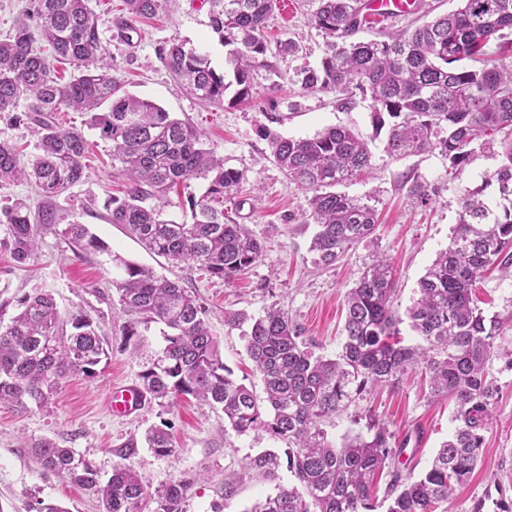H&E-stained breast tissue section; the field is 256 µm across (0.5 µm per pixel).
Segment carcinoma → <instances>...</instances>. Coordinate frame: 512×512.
<instances>
[{
    "mask_svg": "<svg viewBox=\"0 0 512 512\" xmlns=\"http://www.w3.org/2000/svg\"><path fill=\"white\" fill-rule=\"evenodd\" d=\"M93 2L35 0L33 11L0 38V114L24 106L37 149L22 166L17 145L0 140V182H32L43 197L35 209L23 200L0 207V247L20 266L37 256L47 233L75 249L106 253L123 271L112 287L120 311L130 317L126 336L134 339L133 348L141 345L137 326L162 325V343L139 372L142 397L162 406L172 396L190 395L223 411L224 423L236 433L263 429L288 444L283 456L266 449L248 458L246 469L260 478L276 482L285 469L293 481L277 486L250 512H375L372 492L386 470V512H436L481 461L491 410L502 397L492 361L512 370V348L498 343L512 328V314H489L472 298L484 271L512 268V54L500 42L504 31H512V0H459L454 11L366 41L353 39L373 27L362 0H318L311 23L325 35L327 53L319 67L303 72L304 89L334 92L344 109L358 94L369 98L373 128L386 131L385 147L394 156L437 150L459 169L473 159L472 144L490 150L498 143L503 160L483 187L467 194L448 246L419 278L417 298L404 314L394 307L392 267L382 257L348 289L334 356L316 353L276 305L258 317L224 311L225 325L247 326L243 338L265 387L264 404L224 365L206 310L192 290L112 252L85 224L60 225L55 201L83 182L84 160L94 146L81 131L56 122L66 107L86 114L98 138L112 142V169L125 184L122 194L104 203L108 223L123 226L159 256L196 263L225 281L264 252L263 241L246 225L224 215V201L236 197L243 173L224 167L190 122L123 91ZM122 2L127 42L129 33H139L135 22L164 8V0ZM206 3L211 28L228 47L224 71H216L207 55L178 44L159 48L158 58L204 104H224L233 85L235 97L244 100L253 72L273 71L264 29L278 0ZM463 60L482 67L462 68ZM60 65L73 69L69 78L59 76ZM265 139L277 165L310 193L313 264L336 265L377 223L373 206L336 191L371 168L369 143L336 126L298 139L268 131ZM192 179L206 180L208 187L190 200V220L162 218L168 194ZM492 185L496 197H482ZM403 323L415 343L402 344ZM108 356V343L90 318L81 312L61 315L49 292L27 294L10 321L0 323V403L43 409L61 381L94 377ZM412 372L428 378L432 397L454 402L455 428L430 465L409 479L396 465L402 446L392 443L385 426L372 422L368 436H347L339 445L325 426L374 388H399ZM144 442L159 458L175 453L163 428L149 430ZM25 447L44 471L95 496L101 512H143L150 503L151 512H186L195 484L183 478L151 494L132 469L116 464L104 480L91 460L51 438L32 439Z\"/></svg>",
    "mask_w": 512,
    "mask_h": 512,
    "instance_id": "obj_1",
    "label": "carcinoma"
}]
</instances>
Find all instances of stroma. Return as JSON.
<instances>
[{
	"label": "stroma",
	"instance_id": "1",
	"mask_svg": "<svg viewBox=\"0 0 512 512\" xmlns=\"http://www.w3.org/2000/svg\"><path fill=\"white\" fill-rule=\"evenodd\" d=\"M315 0H281L265 32L274 71L257 70L248 98L225 96L223 105H205L172 80L158 58L161 46L177 43L207 53L212 66L223 70L225 48L213 33L207 5L201 0H167L151 19L139 21V37L124 42L117 26L122 0H98L100 37L130 94L148 98L204 134L226 167L239 170L244 179L237 197L224 207L238 223L247 225L266 242L264 255L242 275L227 282L211 276L192 262L173 263L146 250L120 226L106 223L103 204L112 190V145L98 141L87 129L82 113H58L62 126L84 130L95 147L86 160L84 183L68 197L57 199L63 223L88 225L124 258L192 289L207 310V319L225 365L233 377L263 395L241 330L224 324L225 310H243L259 316L279 305L292 317L302 336L317 345L318 353L334 354L342 336L343 299L362 273L376 260H390L396 275L395 306L409 307L417 281L437 253L446 248L459 221L465 195L482 186L500 162L497 153L476 150L474 160L452 170L448 159L436 151L399 159L384 150L383 137L371 123V102L356 98L351 109L336 105L332 93L311 92L301 86L302 72L319 66L326 53L324 35L309 23ZM295 41L299 50L282 55L277 46ZM328 126H346L369 140L372 170L342 185L341 190L367 199L380 213L375 232L348 251L336 266H315L308 253L313 223L307 222L306 193L289 181L270 155L264 129L286 137L306 138ZM423 177L431 201L413 199L405 176ZM116 271L107 253L74 252L59 237L48 234L37 257L17 267L9 252L0 249V317L10 318L23 295L50 291L62 314L83 312L97 321L110 349L107 363L95 377L72 376L61 382L48 408L24 409L0 404V512H27L39 499L65 512H99L97 500L62 477L45 472L23 442L49 437L75 449L110 475L115 464L137 472L148 491H156L184 477H195L186 512H248L273 493L274 483L248 474L249 456L266 448L285 450L284 442L264 430L236 434L225 425L224 415L200 407L190 396H180L165 406L145 403L126 416L113 415L109 393L113 387L138 385V374L161 344L160 327L150 324L146 342L132 351L124 336L128 318L121 313L112 288ZM475 293L488 312L512 314V278L492 270L477 281ZM502 397L492 410L484 433L482 461L467 483L456 487L439 512H500L499 499H512V372L493 368ZM453 402L431 397L418 377L408 378L400 389L383 388L365 395L328 426L330 438L366 433L369 421L384 425L396 440L405 441L400 457L402 475H419L430 464L440 444L453 432ZM168 425L176 454L156 457L139 444L133 452L125 446L143 438L147 429Z\"/></svg>",
	"mask_w": 512,
	"mask_h": 512
}]
</instances>
